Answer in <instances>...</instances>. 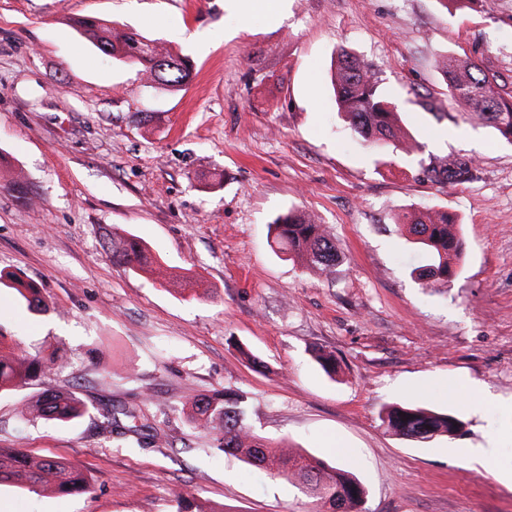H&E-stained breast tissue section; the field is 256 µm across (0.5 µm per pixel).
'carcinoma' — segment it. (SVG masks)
Instances as JSON below:
<instances>
[{
    "label": "carcinoma",
    "instance_id": "obj_1",
    "mask_svg": "<svg viewBox=\"0 0 512 512\" xmlns=\"http://www.w3.org/2000/svg\"><path fill=\"white\" fill-rule=\"evenodd\" d=\"M80 33L99 51L138 68L151 82L177 88L192 77V64L184 57L161 50L158 42L132 31L118 32L112 22L84 16L75 21ZM448 96L463 113L492 128L512 144V90L501 75L483 69L470 59L447 56L441 61ZM333 86L338 111L351 130L370 146L392 144L411 152L417 144L401 123L395 104L379 89L372 65L349 54L338 56ZM472 156L451 154L422 167L423 178L434 184L455 185L472 180ZM407 237L422 249L428 263L419 277L431 286L454 276L461 261L463 241L457 215L444 210L406 214L400 218ZM275 243L308 269L328 272L336 266V241L326 227L295 211L271 224ZM112 261L134 272L161 275L162 265L135 238L112 242ZM0 284L13 289L34 312L48 308L41 291L15 274L0 273ZM58 357L24 351L0 354V393L28 385L57 365ZM247 396L240 390H210L184 404L183 414L192 427L206 429L210 446L239 461L265 468L283 478L326 512H356L366 497L362 482L349 470L328 463L305 450L290 451L283 443L261 436L252 428L246 411ZM88 403L72 391H49L23 405L21 413L34 419L69 425L88 414ZM112 431L124 437L150 431L154 442L163 441L157 428L137 423L136 410H106ZM386 429L401 438L424 442L458 435L463 422L447 410L412 405H390L381 414ZM0 484L24 486L32 491L51 488L59 494L85 493L90 485L84 474L63 458H38L19 449H0ZM175 512H216L196 500H176Z\"/></svg>",
    "mask_w": 512,
    "mask_h": 512
}]
</instances>
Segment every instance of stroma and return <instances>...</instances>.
I'll return each mask as SVG.
<instances>
[{"mask_svg":"<svg viewBox=\"0 0 512 512\" xmlns=\"http://www.w3.org/2000/svg\"><path fill=\"white\" fill-rule=\"evenodd\" d=\"M87 15L189 57L191 81L167 90L104 55L74 25ZM342 49L374 65L418 151L351 131L331 83ZM448 55L512 76V0L469 14L439 0H279L273 13L249 0H0V269L49 305L29 311L0 287V334L65 362L0 396V448L65 458L92 485H0V512H172L180 495L219 512H319L186 423L184 402L216 388L247 392L260 435L353 470L362 512H512V145L445 97ZM457 153L475 157L473 181L423 180L421 163ZM432 208L460 217L465 251L427 288L396 217ZM291 210L334 236L332 272L276 251L270 226ZM113 236L141 241L171 284L113 265ZM317 348L335 353L336 376ZM47 389L92 409L67 426L22 420L18 401ZM119 403L169 446L109 433ZM389 403L465 426L411 442L382 426Z\"/></svg>","mask_w":512,"mask_h":512,"instance_id":"stroma-1","label":"stroma"}]
</instances>
